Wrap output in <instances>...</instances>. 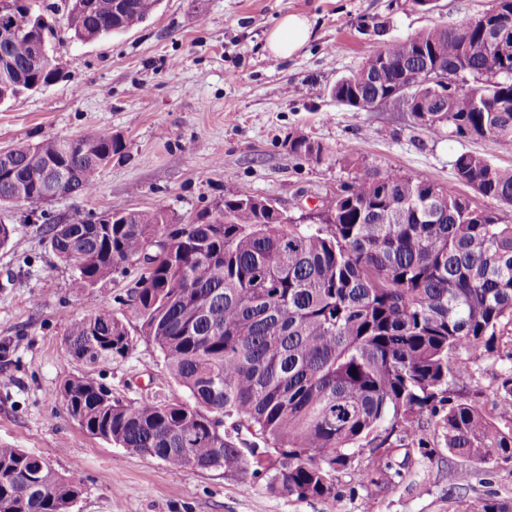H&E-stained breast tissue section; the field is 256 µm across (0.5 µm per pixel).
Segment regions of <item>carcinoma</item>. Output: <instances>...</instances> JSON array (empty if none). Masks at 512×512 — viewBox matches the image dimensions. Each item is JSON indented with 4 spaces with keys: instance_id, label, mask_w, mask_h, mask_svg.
I'll return each mask as SVG.
<instances>
[{
    "instance_id": "obj_1",
    "label": "carcinoma",
    "mask_w": 512,
    "mask_h": 512,
    "mask_svg": "<svg viewBox=\"0 0 512 512\" xmlns=\"http://www.w3.org/2000/svg\"><path fill=\"white\" fill-rule=\"evenodd\" d=\"M159 0H64L66 25L80 41L130 30ZM512 0H494L478 17L387 42L339 80V101L365 109L410 90L414 120L462 138L512 146V54L492 40ZM10 30L0 15V104L64 71L34 70L50 51L53 27ZM447 74L448 95L433 106ZM290 152L320 161L324 148L304 135ZM122 141L109 133L49 138L0 158V202L37 206L46 196L88 195L103 157ZM458 181L512 207V168L470 152L454 162ZM246 190L224 199L211 219L182 224L166 205L110 215L109 224L46 230L52 251L93 287L121 264L168 245L181 258L144 265L130 306L139 336L163 355L188 399L123 404L89 375L63 381L67 414L87 433L163 461L173 472L192 455L205 470L266 475L268 487L298 500L335 495L337 474L392 468L400 434L405 457L430 454L421 436L433 427L452 453L487 470L512 468V224L437 184L399 169L366 170L311 224L274 213ZM134 344L124 320L103 311L74 319L70 356L90 365L125 358ZM494 357V413L480 391L457 381ZM80 487L21 448L0 445V503L17 512H72ZM473 512H512L492 493Z\"/></svg>"
}]
</instances>
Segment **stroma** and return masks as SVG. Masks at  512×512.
<instances>
[{"label": "stroma", "mask_w": 512, "mask_h": 512, "mask_svg": "<svg viewBox=\"0 0 512 512\" xmlns=\"http://www.w3.org/2000/svg\"><path fill=\"white\" fill-rule=\"evenodd\" d=\"M493 0H160L130 30L82 42L52 14L54 53L66 77L0 104V151L48 138L104 132L124 149L99 176L93 194L50 204L0 205L15 229L0 248V445L21 448L78 483L74 512H464L489 492L512 501V471L472 470L425 429L431 456L412 460L398 487L339 475L330 498L300 501L249 475L186 468L172 475L159 459L133 453L84 431L66 413L64 379L89 373L125 404L177 402L186 390L161 352L136 339L129 355L88 366L68 356V321L108 310L138 323L126 306L141 265L128 264L92 288L52 252L44 230L161 202L191 219L248 189L295 216L320 209L354 177L337 165L352 156L363 168L393 167L453 189L473 206L512 224V207L459 183L454 160L474 152L512 166V146L430 134L394 104L368 110L336 100L332 89L387 41L454 26L492 8ZM288 13L314 23L313 38L293 57L271 60L267 33ZM304 135L330 159L293 155Z\"/></svg>", "instance_id": "obj_1"}]
</instances>
